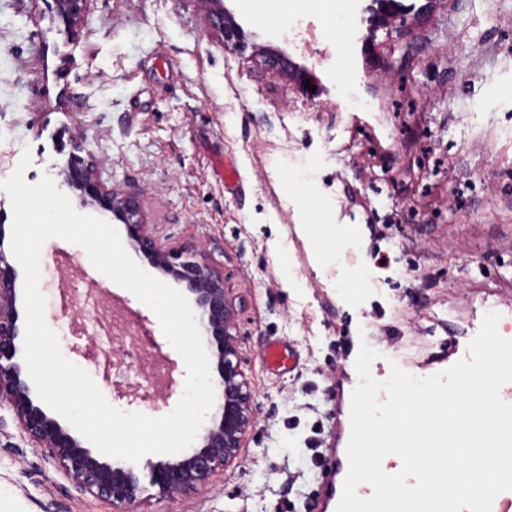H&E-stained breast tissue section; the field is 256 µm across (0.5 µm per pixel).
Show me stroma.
<instances>
[{
	"mask_svg": "<svg viewBox=\"0 0 512 512\" xmlns=\"http://www.w3.org/2000/svg\"><path fill=\"white\" fill-rule=\"evenodd\" d=\"M226 0L247 47H227L202 0H89L65 33L46 0H0V180L23 151L37 183L73 144L99 178L140 189L156 237L207 250L238 310L255 424L235 463L137 512H323L321 465L351 432L361 345L411 374L467 357L486 313H512V0ZM322 24L313 46L284 38L289 11ZM287 53L309 97L269 68ZM234 164L226 187L217 163ZM45 320L64 356L114 407L149 417L183 395L129 401L134 370L105 352L114 313L179 361L155 314L62 239L41 251ZM291 344L292 371L265 365ZM0 512H113L80 491L0 409Z\"/></svg>",
	"mask_w": 512,
	"mask_h": 512,
	"instance_id": "obj_1",
	"label": "stroma"
}]
</instances>
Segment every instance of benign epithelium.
<instances>
[{
  "mask_svg": "<svg viewBox=\"0 0 512 512\" xmlns=\"http://www.w3.org/2000/svg\"><path fill=\"white\" fill-rule=\"evenodd\" d=\"M88 0H54L65 28L78 26ZM210 29L224 42L237 44L243 29L224 7V0H203ZM61 187L80 192L81 204L98 205L124 224L130 247L150 259L152 265L187 283L194 295L193 307L199 326L216 347L219 381L216 410L196 445L176 460L148 461L135 468L123 461L105 460L70 429L52 416L33 395L22 357L23 336L17 308L16 270L9 262L0 235V405L14 413L21 429L37 448L58 461L78 489L112 501L115 512H132L145 485L169 501L206 487L220 468L231 466L240 456L246 435L253 428L254 395L240 367L237 311L224 288V273L205 252L167 247L155 237L143 219L140 191L134 187L116 191L100 181L95 165L73 158L55 171Z\"/></svg>",
  "mask_w": 512,
  "mask_h": 512,
  "instance_id": "1",
  "label": "benign epithelium"
}]
</instances>
